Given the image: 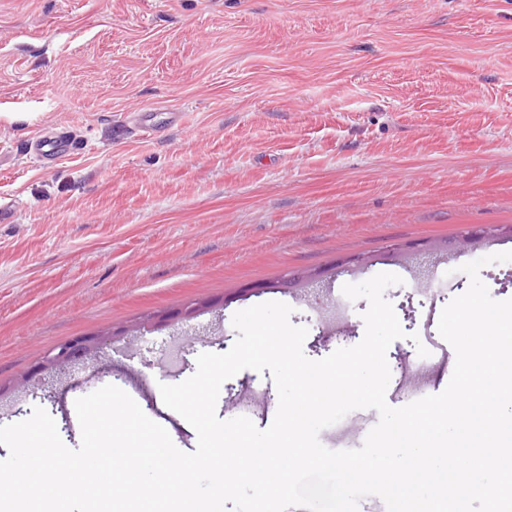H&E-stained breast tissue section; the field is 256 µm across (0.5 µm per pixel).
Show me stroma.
Returning <instances> with one entry per match:
<instances>
[{"label": "stroma", "instance_id": "stroma-1", "mask_svg": "<svg viewBox=\"0 0 512 512\" xmlns=\"http://www.w3.org/2000/svg\"><path fill=\"white\" fill-rule=\"evenodd\" d=\"M157 109L178 124L141 132ZM59 130L76 154L38 163ZM4 201L0 425L39 406L78 448L76 399L112 384L188 450L159 386L227 352L236 312L289 305L321 359L365 333L343 285L380 273L402 279L386 398L406 405L460 266L512 251V0H0ZM90 334L96 355L40 370ZM277 407L270 371L245 369L216 411L265 429ZM378 420L319 438L354 450Z\"/></svg>", "mask_w": 512, "mask_h": 512}]
</instances>
